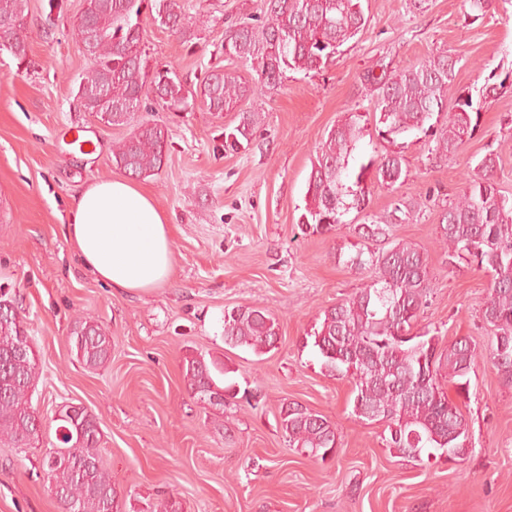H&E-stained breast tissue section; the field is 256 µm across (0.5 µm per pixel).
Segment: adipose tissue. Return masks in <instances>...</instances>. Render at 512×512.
<instances>
[{"instance_id":"obj_1","label":"adipose tissue","mask_w":512,"mask_h":512,"mask_svg":"<svg viewBox=\"0 0 512 512\" xmlns=\"http://www.w3.org/2000/svg\"><path fill=\"white\" fill-rule=\"evenodd\" d=\"M66 235L81 264L115 289L146 290L170 275L168 215L129 180L89 183L75 199Z\"/></svg>"}]
</instances>
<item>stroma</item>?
<instances>
[{
  "label": "stroma",
  "instance_id": "obj_1",
  "mask_svg": "<svg viewBox=\"0 0 512 512\" xmlns=\"http://www.w3.org/2000/svg\"><path fill=\"white\" fill-rule=\"evenodd\" d=\"M62 2L47 31V0H28L29 67L0 55V289L16 298L42 370L32 397L40 445H0V512H61L39 460L67 403L95 417L99 454L123 512H142L161 496L179 501L181 512H512V385L489 362L473 366L471 399L462 406L472 451L450 463L387 448L384 423L357 418L351 383L322 372L303 344L324 309L369 281L347 263L355 225L388 216L402 197L418 209L389 225V238L427 254L433 286L417 331L438 333L446 344L489 343L481 318L489 277L449 267L440 223L487 152L499 158V190L512 197V88L481 104L474 136L445 157L419 131L378 140L375 99L362 76L380 59L403 69L445 51L459 61L458 88L480 96L488 78L512 77V0H488L477 20L467 0H427L421 11L414 0H362L367 30L328 67L287 72L281 88L253 89L242 100L241 109L262 121L235 152L223 144L236 112H170L145 99L150 119L167 129V144L159 171L136 184L170 217L173 268L158 287L126 292L83 271L63 234L77 194L121 176L112 145L129 130L81 107L78 87L92 62L74 25L85 0ZM184 3L203 24L186 39L149 25L153 61L173 66L195 92L216 68L253 83L255 73L225 58L224 36L231 24L262 15L265 0ZM351 112L365 117L356 160L399 153L405 181L394 189L372 185L366 211L350 212L330 233H302L316 151ZM251 305L280 325L275 349L265 354L224 342L225 310ZM83 316L98 319L112 338V358L97 369L80 364L68 340ZM191 354L229 367L249 402L209 406L192 398L181 369ZM286 399L334 424L336 460L289 447L279 424Z\"/></svg>",
  "mask_w": 512,
  "mask_h": 512
}]
</instances>
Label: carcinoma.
Here are the masks:
<instances>
[{
  "label": "carcinoma",
  "instance_id": "obj_1",
  "mask_svg": "<svg viewBox=\"0 0 512 512\" xmlns=\"http://www.w3.org/2000/svg\"><path fill=\"white\" fill-rule=\"evenodd\" d=\"M95 19L92 66L83 77L79 97L86 111L107 114L106 123L129 126L130 134L112 150V162L134 176L160 168L166 145L165 127L154 120L135 119L144 97L156 85L167 109H185L200 97L209 112L234 109L249 91L241 78L216 70L200 94L190 91L171 67L160 73L150 63L144 42L143 16L179 35H186L191 17L182 0H87ZM19 23L8 33L9 53L17 65L28 62L27 0H0V17ZM362 0H266L264 15L230 28L224 56L239 61L257 75L260 88L281 86L288 70L320 71L340 48L367 29ZM458 60L440 51L422 64L390 71L383 61L380 77L369 69L365 84L376 92L373 114L379 138L393 141L414 130L431 132L433 150L454 153L477 130L480 108L472 96L457 89ZM445 114L440 127L425 125L434 114ZM238 124L224 130V151L249 144L260 113L241 111ZM362 115L350 113L322 141L313 161L299 224L305 234H323L345 223L351 211L369 203L367 182L390 188L403 183V159L396 153L372 156L349 169L362 137ZM497 156L484 155L461 198L445 212L441 229L448 266L461 263L490 276L482 320L490 329L488 350H478L467 338L447 346L429 332L412 329L428 304L432 282L427 256L416 246L395 242L377 251L359 249L347 264L370 273L365 288L323 310L318 324L305 336L326 373L352 383L353 413L367 421H383L386 447L412 456L446 448L454 461L471 452L469 424L458 403L439 382L441 370L458 399H470L469 373L476 361L490 362L504 381L512 383V201L495 180ZM389 221L371 217L355 227L359 238L386 236ZM279 323L265 308L241 306L224 312V343L244 346L256 354L275 348ZM30 345L18 352L20 336ZM23 320H0V443L33 448L40 443L41 424L32 405L41 366ZM78 362L96 369L112 357V339L94 317L78 319L69 336ZM190 395L197 399L214 386L224 390V402H250L248 391L234 382L219 381L230 370L189 355L181 364ZM70 430L58 445L67 458L51 459L46 450L42 469L62 512H121L119 493L104 467L98 448L101 433L87 412L76 423L60 422ZM280 427L288 446L332 460L339 454L335 427L324 416L296 401L280 407Z\"/></svg>",
  "mask_w": 512,
  "mask_h": 512
}]
</instances>
